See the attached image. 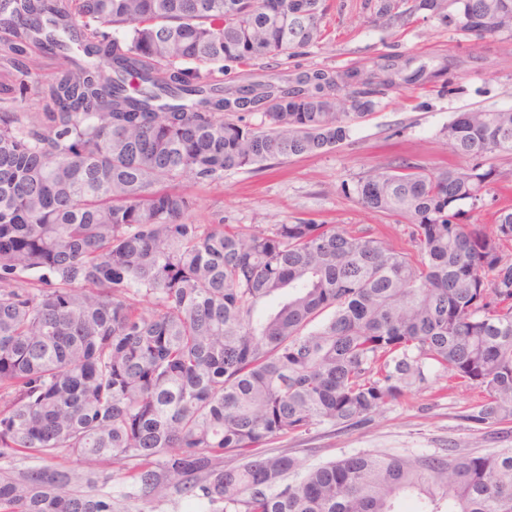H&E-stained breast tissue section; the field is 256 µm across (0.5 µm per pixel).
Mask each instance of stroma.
<instances>
[{"label": "stroma", "mask_w": 512, "mask_h": 512, "mask_svg": "<svg viewBox=\"0 0 512 512\" xmlns=\"http://www.w3.org/2000/svg\"><path fill=\"white\" fill-rule=\"evenodd\" d=\"M399 19L376 17L371 0H324L320 25L325 38L289 58L234 68L224 77L233 87L244 79L293 77L315 69L371 68L396 59L428 75L375 94L376 107L353 122L348 140L319 155L295 158L253 172L231 170L223 180L193 185L191 219L197 224L256 225L312 221L346 228H367L394 247H405V220L366 210L352 188L371 168L409 160L437 170L463 166L443 135L459 113L512 108V35L464 36L441 17H427L416 0H397ZM497 181L487 186L485 205L470 221L490 224L492 213L512 206V155L498 156ZM479 391L449 388L431 381L401 401L383 407L365 425L313 429L310 434L277 441L301 467L325 463L364 451L414 454L492 453L512 448V420L480 424L473 416ZM112 489L120 493L121 512H185L178 496L153 501L125 496L123 465L107 466Z\"/></svg>", "instance_id": "1"}]
</instances>
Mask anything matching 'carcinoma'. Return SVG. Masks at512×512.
Returning a JSON list of instances; mask_svg holds the SVG:
<instances>
[{
	"instance_id": "cac0c4a2",
	"label": "carcinoma",
	"mask_w": 512,
	"mask_h": 512,
	"mask_svg": "<svg viewBox=\"0 0 512 512\" xmlns=\"http://www.w3.org/2000/svg\"><path fill=\"white\" fill-rule=\"evenodd\" d=\"M321 2L0 0L19 100L38 56L56 61L41 111L0 108L1 459L124 461L131 490L204 512H512V449L302 472L270 447L364 425L433 377L484 395L476 422L512 420V209L490 230L467 223L490 160L512 154V109L448 123L466 168L358 180L365 209L410 225L408 249L367 228L189 221L183 184L325 153L375 108L381 66L224 87L232 64L322 41ZM446 7L463 35L512 32V0L416 4ZM361 73L365 98L343 112ZM110 482L1 469L0 512H119Z\"/></svg>"
}]
</instances>
